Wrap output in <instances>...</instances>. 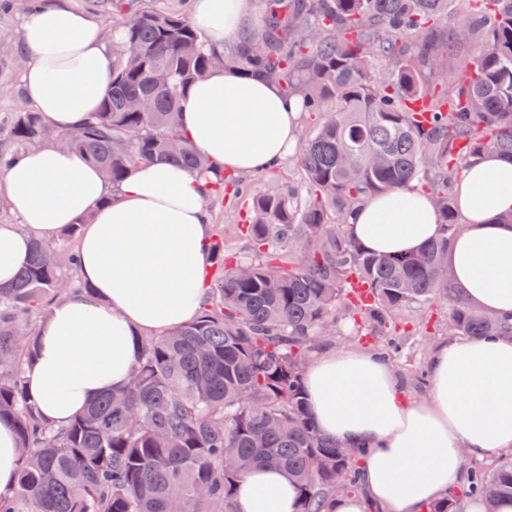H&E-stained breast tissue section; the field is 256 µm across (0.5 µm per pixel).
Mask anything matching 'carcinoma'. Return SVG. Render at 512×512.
<instances>
[{
  "mask_svg": "<svg viewBox=\"0 0 512 512\" xmlns=\"http://www.w3.org/2000/svg\"><path fill=\"white\" fill-rule=\"evenodd\" d=\"M264 28L232 54L205 48L192 17L147 6L127 16L112 83L93 120L48 128L29 109L0 118V168L52 143L82 154L119 186L148 160L201 173L206 158L184 134L177 102L217 67L280 85L315 116L299 164L306 195L288 185L251 198L239 225L249 252L212 236L216 266L206 301L189 322L141 337L129 382L67 424L44 422L24 383L36 323L77 291L71 242L81 225L35 243L15 282L0 287V420L23 454L17 485L0 512H234L253 468L283 469L299 512H331L338 495L362 493L361 452L321 434L306 412L303 374L351 320L386 360L401 352L400 327L424 326L438 302L450 336H512V321L451 293L442 260L460 231L454 188L478 155L512 158V0H265ZM477 42L474 67L451 95L448 55ZM166 80L153 84L149 76ZM146 99L147 112L125 107ZM416 181L435 202L442 235L421 251L380 255L348 232L360 204ZM244 196L240 176L221 172L208 197ZM512 499V454L468 471L459 492L427 512H462L465 499Z\"/></svg>",
  "mask_w": 512,
  "mask_h": 512,
  "instance_id": "obj_1",
  "label": "carcinoma"
}]
</instances>
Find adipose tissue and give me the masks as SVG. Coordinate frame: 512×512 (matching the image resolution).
<instances>
[{
    "label": "adipose tissue",
    "instance_id": "obj_1",
    "mask_svg": "<svg viewBox=\"0 0 512 512\" xmlns=\"http://www.w3.org/2000/svg\"><path fill=\"white\" fill-rule=\"evenodd\" d=\"M245 0H195L193 21L208 49L240 38ZM88 14L63 0L26 12L16 40L29 63L22 88L46 123L71 129L99 108L112 82L111 41ZM189 140L219 170L257 173L298 140L299 106L262 76L216 69L178 103ZM462 229L444 263L454 294L512 320V158L488 151L457 189ZM207 180L163 162L138 165L119 187L79 154L53 145L23 153L0 171V201L17 221L0 224V283L10 284L34 241L82 223L78 240L86 292L56 302L37 329L25 368L43 419L67 423L102 394L124 387L146 333L189 321L203 306L213 233ZM442 226L429 195L408 183L366 199L349 233L376 254L419 251ZM427 397L410 399L390 365L341 347L305 371L308 413L342 447L364 450L362 497H340L335 512H424L466 475L467 460L512 452V338H453L434 348ZM22 449L0 421V494H11ZM237 512H297L282 471L258 467L241 483Z\"/></svg>",
    "mask_w": 512,
    "mask_h": 512
}]
</instances>
